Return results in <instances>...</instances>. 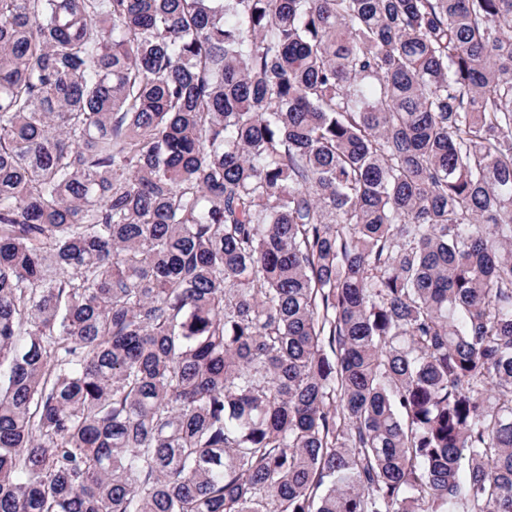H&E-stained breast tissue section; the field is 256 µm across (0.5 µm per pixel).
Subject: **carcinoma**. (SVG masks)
<instances>
[{
	"mask_svg": "<svg viewBox=\"0 0 512 512\" xmlns=\"http://www.w3.org/2000/svg\"><path fill=\"white\" fill-rule=\"evenodd\" d=\"M0 512H512V0H0Z\"/></svg>",
	"mask_w": 512,
	"mask_h": 512,
	"instance_id": "carcinoma-1",
	"label": "carcinoma"
}]
</instances>
